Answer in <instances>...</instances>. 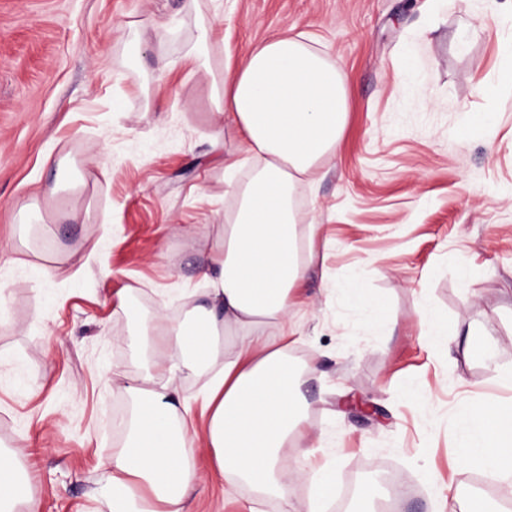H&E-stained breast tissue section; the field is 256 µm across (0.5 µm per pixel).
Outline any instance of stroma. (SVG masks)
<instances>
[{"label": "stroma", "mask_w": 512, "mask_h": 512, "mask_svg": "<svg viewBox=\"0 0 512 512\" xmlns=\"http://www.w3.org/2000/svg\"><path fill=\"white\" fill-rule=\"evenodd\" d=\"M203 18L241 54L313 32L349 76L336 156L294 195L307 259L288 355L301 445L334 470L324 512H363L388 471L408 483L397 512L475 497L503 512L457 451L470 410H512V0H0V447L21 452L31 512H110L95 491L120 445L104 425L142 371L131 319L204 299L228 203L209 77L184 58ZM475 112L494 123H466ZM352 280L376 323L341 298ZM424 303L447 346L422 338ZM475 328L494 360L470 350ZM192 451L187 512H308L298 458L260 499L213 470L202 438Z\"/></svg>", "instance_id": "1"}]
</instances>
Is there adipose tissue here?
I'll return each mask as SVG.
<instances>
[{"label": "adipose tissue", "mask_w": 512, "mask_h": 512, "mask_svg": "<svg viewBox=\"0 0 512 512\" xmlns=\"http://www.w3.org/2000/svg\"><path fill=\"white\" fill-rule=\"evenodd\" d=\"M213 29L203 25L190 60L211 73L215 125L241 137L225 154L224 187L234 204L224 214L221 244L203 273L206 303L189 322L157 314L134 321L129 342L145 357V373L125 391L130 410L118 423L122 447L113 449L98 496L112 512H186L198 474L187 451L193 436L168 377L208 374L203 438L215 471L258 494L281 489L286 451L305 437L300 377L288 360L294 335L293 294L303 276L293 194L316 182L335 156L349 112V78L322 54L315 36L281 32L237 55L224 44V70L214 73ZM257 167L248 181L239 173ZM280 328L278 337L264 325ZM244 335L236 353L219 358L212 338ZM512 419L486 406L466 414L460 458L495 483L512 481V450L492 441ZM29 487L16 453L0 451V512H19Z\"/></svg>", "instance_id": "obj_1"}]
</instances>
